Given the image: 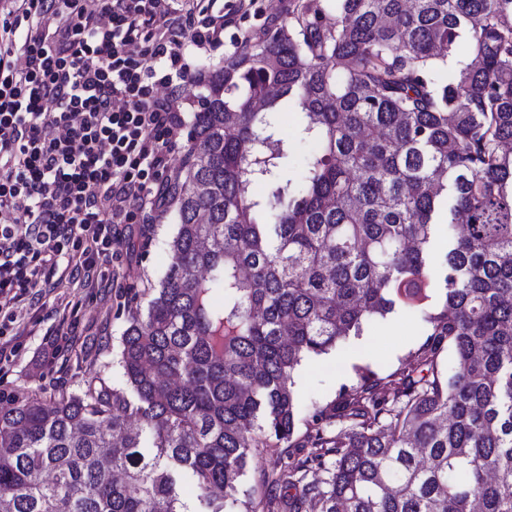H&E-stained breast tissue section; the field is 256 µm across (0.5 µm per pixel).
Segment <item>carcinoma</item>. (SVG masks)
<instances>
[{
  "instance_id": "cac0c4a2",
  "label": "carcinoma",
  "mask_w": 512,
  "mask_h": 512,
  "mask_svg": "<svg viewBox=\"0 0 512 512\" xmlns=\"http://www.w3.org/2000/svg\"><path fill=\"white\" fill-rule=\"evenodd\" d=\"M197 83L129 391L0 397V512H188L184 479L204 512H512V0H300ZM442 208L463 232L437 270ZM397 307L428 325L415 362L384 394L360 368L313 413L341 427L243 488L292 440L300 361ZM287 444L281 445L279 448H265L263 451L257 452L249 457L246 476L244 481L247 486L254 485L260 472L271 471L274 468L280 469L281 464L288 463L302 458L309 448H286ZM291 457V458H289Z\"/></svg>"
}]
</instances>
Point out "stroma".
Instances as JSON below:
<instances>
[{"label": "stroma", "mask_w": 512, "mask_h": 512, "mask_svg": "<svg viewBox=\"0 0 512 512\" xmlns=\"http://www.w3.org/2000/svg\"><path fill=\"white\" fill-rule=\"evenodd\" d=\"M297 0H277L269 8L268 0H256L247 14H235L234 22L224 30V46L203 50L187 45L185 57L191 70L223 61L237 40L250 36L268 23L286 18ZM177 231L174 212L165 206L149 215L146 238L122 237L112 246L114 256L112 280L97 281L91 288L44 289L39 297L45 308H52L61 294H68L72 305L67 317L76 324L73 336L56 363L39 367L32 355L46 330L56 328L57 319L34 323L32 312H24L19 324L26 334L22 349L9 369L0 372V392L5 394L35 393L47 397L59 392L78 393L90 380L105 386L126 390L119 365L122 338L132 315L145 310L151 287L157 286L166 273L168 244ZM427 339L423 318L405 309H396L386 319L368 325L361 335L350 336L328 354L304 359L296 366L294 390L299 402L295 422L294 447L267 448L249 457L246 485H253L260 472L270 471L305 454L300 443L311 428L309 419L314 408L333 404L342 390L357 383L356 371L368 366L379 377H387L413 361Z\"/></svg>", "instance_id": "stroma-1"}]
</instances>
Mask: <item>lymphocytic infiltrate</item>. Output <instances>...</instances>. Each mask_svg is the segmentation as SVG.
Returning <instances> with one entry per match:
<instances>
[{
  "instance_id": "f902f5d3",
  "label": "lymphocytic infiltrate",
  "mask_w": 512,
  "mask_h": 512,
  "mask_svg": "<svg viewBox=\"0 0 512 512\" xmlns=\"http://www.w3.org/2000/svg\"><path fill=\"white\" fill-rule=\"evenodd\" d=\"M197 0H0V364L42 288L92 285L161 201L184 118L181 48L224 44Z\"/></svg>"
}]
</instances>
